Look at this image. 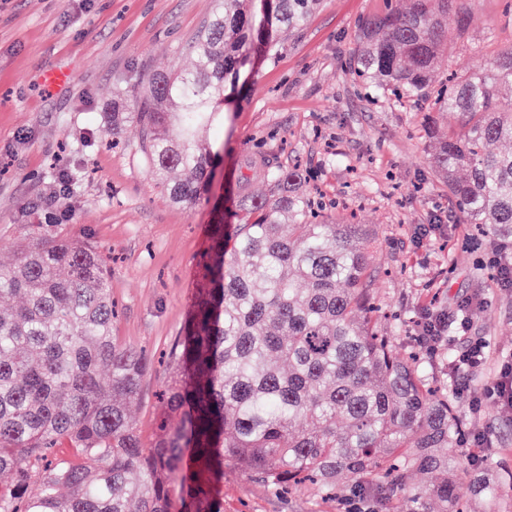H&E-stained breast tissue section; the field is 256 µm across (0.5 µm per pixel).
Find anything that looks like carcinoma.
Returning <instances> with one entry per match:
<instances>
[{
	"mask_svg": "<svg viewBox=\"0 0 512 512\" xmlns=\"http://www.w3.org/2000/svg\"><path fill=\"white\" fill-rule=\"evenodd\" d=\"M319 0H216L183 45L187 73H152L134 99L137 153L169 199L207 194L220 159L206 133L224 127L227 86L273 56L281 33ZM465 31L456 0H411L360 25L347 73L380 91L424 97L443 65L448 29ZM512 45L479 62L430 111L463 125L432 164L465 224L512 242ZM273 192L245 196L240 222L216 212L193 303L167 357L154 433L146 443L129 406L153 369L115 336L111 270L99 246L38 224L0 263V512H224V462L269 491L338 490L344 473L387 488L414 473L424 488L404 512H460L453 449L463 420L432 389L426 360L379 328L387 314L368 281L373 248L360 224L313 211L297 171L269 168ZM470 497L495 500L481 472Z\"/></svg>",
	"mask_w": 512,
	"mask_h": 512,
	"instance_id": "1",
	"label": "carcinoma"
}]
</instances>
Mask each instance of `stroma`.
<instances>
[{
	"label": "stroma",
	"mask_w": 512,
	"mask_h": 512,
	"mask_svg": "<svg viewBox=\"0 0 512 512\" xmlns=\"http://www.w3.org/2000/svg\"><path fill=\"white\" fill-rule=\"evenodd\" d=\"M503 5L458 0L468 25L461 35L449 31L437 81L470 72L478 58L512 43ZM214 7L215 0H0V260H12L26 225L44 223L57 176L79 169L82 186L56 221L111 254L112 298L121 309L115 334L160 356L191 303L213 205L223 203L233 224L242 191L270 190L262 170L246 168L247 157L284 169L300 164L328 216L364 225L375 240L370 289L410 318L404 342L415 343L428 309L479 301L472 319L490 343L489 359L456 405L469 426L489 431L485 455L502 487L492 508L512 512V408L483 398L512 354V290L496 286L486 262L492 242L468 240L431 164L434 143L422 133L426 120L444 133L459 129L460 118L396 103L346 72L359 24L385 0H321L282 34L277 56L224 104V128L212 134L221 158L195 207L173 204L139 159L135 122L123 126L121 148L107 147L103 113L131 111L145 73L190 69L181 48ZM56 69L69 71L68 86L47 81ZM473 399L478 408H470ZM218 492L224 512L348 507L305 489L273 495L230 466Z\"/></svg>",
	"instance_id": "35a3bbf8"
}]
</instances>
